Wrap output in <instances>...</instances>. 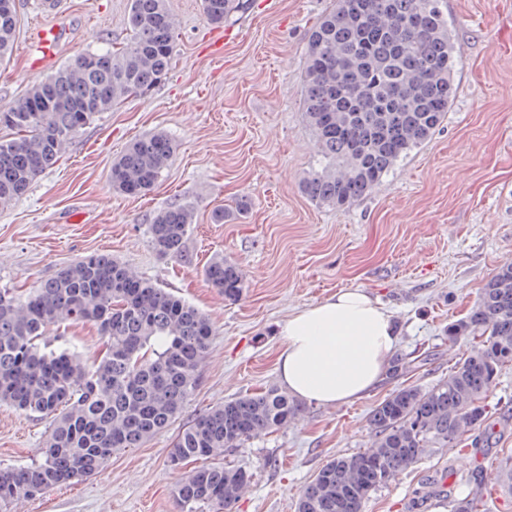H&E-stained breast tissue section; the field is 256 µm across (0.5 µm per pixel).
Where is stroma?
<instances>
[{"mask_svg": "<svg viewBox=\"0 0 512 512\" xmlns=\"http://www.w3.org/2000/svg\"><path fill=\"white\" fill-rule=\"evenodd\" d=\"M13 54L0 64V109L79 56L122 47L130 0H15ZM333 0H247L221 25L202 0H168L176 56L160 85L123 100L87 124L10 205L0 206V288L28 289L77 259L108 253L199 309L214 334L194 394L166 431L113 454L91 477L10 504L7 512H179L175 489L186 476L168 453L185 425L225 399L278 386L281 325L294 311L343 288H359L393 313L398 354L417 361L395 380L346 404H306L288 426L228 449L225 464L252 472L233 512H295L319 468L371 448L373 409L397 387L427 389L461 360L466 342H449L484 284L512 264V0H444L459 65L456 96L441 129L414 149L368 196L336 210L311 201L301 184L318 162L304 110L308 35ZM60 31L55 58L32 65L36 26ZM177 149L142 197L115 193L112 162L147 133ZM251 200L223 224L215 209ZM191 209L186 261L160 259L149 243L153 215ZM236 262L246 287L230 301L204 276L214 256ZM86 361L99 357L95 325L67 322L43 338ZM48 420L0 405V468L39 457ZM512 453V426L497 444L431 449L371 494L364 512H451L426 482L488 496L500 460ZM486 483L475 486L476 471Z\"/></svg>", "mask_w": 512, "mask_h": 512, "instance_id": "1", "label": "stroma"}]
</instances>
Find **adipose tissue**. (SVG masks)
<instances>
[{"label":"adipose tissue","instance_id":"adipose-tissue-1","mask_svg":"<svg viewBox=\"0 0 512 512\" xmlns=\"http://www.w3.org/2000/svg\"><path fill=\"white\" fill-rule=\"evenodd\" d=\"M281 334L282 387L320 406L369 393L385 377L399 342L392 312L358 288L294 312Z\"/></svg>","mask_w":512,"mask_h":512}]
</instances>
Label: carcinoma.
Instances as JSON below:
<instances>
[{
    "label": "carcinoma",
    "instance_id": "carcinoma-1",
    "mask_svg": "<svg viewBox=\"0 0 512 512\" xmlns=\"http://www.w3.org/2000/svg\"><path fill=\"white\" fill-rule=\"evenodd\" d=\"M219 25L244 0H202ZM128 44L89 52L33 84L6 111L0 129V206L22 196L54 164L68 141L118 102L142 96L167 78L176 35L167 0H130ZM14 0H0V61L11 53ZM457 60L443 0H335L309 35L304 73L305 119L322 163L302 190L336 209L370 194L411 151L443 124L455 97ZM163 132L133 142L112 162V189L149 191L173 156ZM193 212L172 204L151 219L155 254L181 261ZM206 280L238 299L245 276L234 262L210 261ZM64 321L92 323L105 338L89 365L66 350L39 344ZM448 340H468L469 355L448 378L422 390H393L372 411L374 448L327 461L302 491L297 512H363L369 495L426 452L478 432L490 446L497 421L484 400L512 365V264L484 285L467 316L448 323ZM213 335L208 318L127 266L92 254L61 268L28 292L0 289V403L50 420L40 458L0 470V512L54 486L90 477L112 455L139 448L162 432L192 396ZM304 406L269 387L230 398L177 435L169 463L194 464L175 496L185 512H232L252 473L219 462L224 451L288 425ZM497 485L512 498V455L499 463ZM452 512H481V498L448 489Z\"/></svg>",
    "mask_w": 512,
    "mask_h": 512
}]
</instances>
